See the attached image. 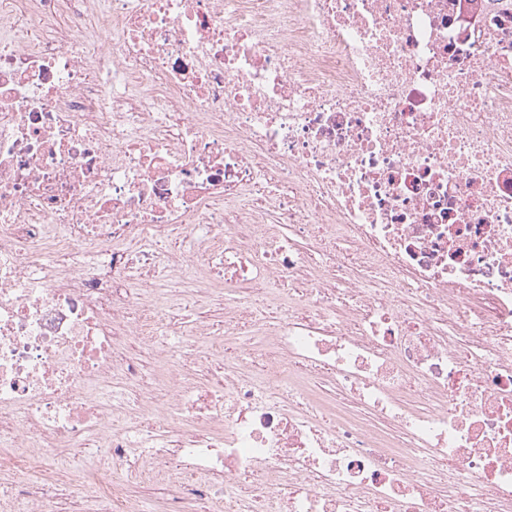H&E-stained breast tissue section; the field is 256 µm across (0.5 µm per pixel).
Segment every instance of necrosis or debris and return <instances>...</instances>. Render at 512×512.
<instances>
[{
	"mask_svg": "<svg viewBox=\"0 0 512 512\" xmlns=\"http://www.w3.org/2000/svg\"><path fill=\"white\" fill-rule=\"evenodd\" d=\"M2 470L512 512V0H0Z\"/></svg>",
	"mask_w": 512,
	"mask_h": 512,
	"instance_id": "1",
	"label": "necrosis or debris"
}]
</instances>
